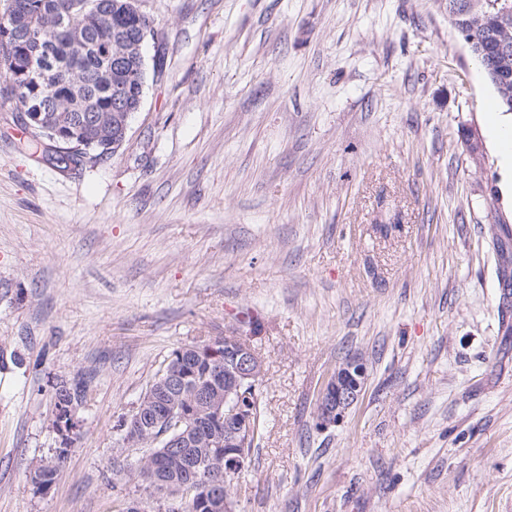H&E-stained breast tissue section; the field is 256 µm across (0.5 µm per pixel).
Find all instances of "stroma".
Returning a JSON list of instances; mask_svg holds the SVG:
<instances>
[{
    "label": "stroma",
    "instance_id": "obj_1",
    "mask_svg": "<svg viewBox=\"0 0 512 512\" xmlns=\"http://www.w3.org/2000/svg\"><path fill=\"white\" fill-rule=\"evenodd\" d=\"M138 6L113 155L26 158L0 103V512H175L122 424L174 349L231 335L264 361L234 512H512V170L451 0ZM350 359L363 391L320 428ZM365 379L362 363L351 361L334 369L319 390L317 420L325 428L338 420L359 398ZM84 385L81 379H73L69 385H60L55 392V405L57 412L63 410L70 404L77 403L84 397Z\"/></svg>",
    "mask_w": 512,
    "mask_h": 512
}]
</instances>
